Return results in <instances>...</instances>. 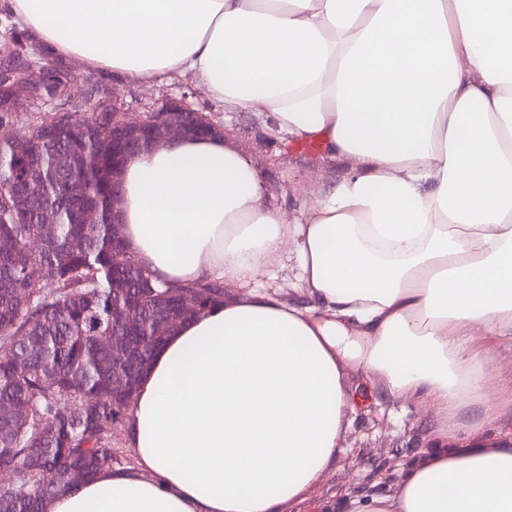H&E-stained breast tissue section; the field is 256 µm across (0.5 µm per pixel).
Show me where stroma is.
I'll list each match as a JSON object with an SVG mask.
<instances>
[{
    "label": "stroma",
    "instance_id": "obj_1",
    "mask_svg": "<svg viewBox=\"0 0 512 512\" xmlns=\"http://www.w3.org/2000/svg\"><path fill=\"white\" fill-rule=\"evenodd\" d=\"M105 93L114 94L139 113L165 99L186 102L224 130L226 141L251 159L266 187V203L291 210L307 201L315 189L309 179L320 170L342 175L346 165L329 159L314 143H294L265 127L247 112H227L207 98L188 76L175 74L159 82L132 76L99 78ZM432 424L412 404L379 398L369 400L354 415L347 430L345 449L329 466L323 480L310 493L327 512H349L352 500L386 493L403 470L429 447Z\"/></svg>",
    "mask_w": 512,
    "mask_h": 512
}]
</instances>
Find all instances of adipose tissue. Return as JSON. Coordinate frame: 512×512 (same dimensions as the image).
Segmentation results:
<instances>
[{
    "instance_id": "obj_1",
    "label": "adipose tissue",
    "mask_w": 512,
    "mask_h": 512,
    "mask_svg": "<svg viewBox=\"0 0 512 512\" xmlns=\"http://www.w3.org/2000/svg\"><path fill=\"white\" fill-rule=\"evenodd\" d=\"M0 1L61 60L189 76L347 164L290 213L223 137L128 159L124 235L156 280L238 290L154 355L132 465L48 512H282L369 394L429 415L432 447L351 512H512V444L480 442L512 409L481 346L512 337V0Z\"/></svg>"
}]
</instances>
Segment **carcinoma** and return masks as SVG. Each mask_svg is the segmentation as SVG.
<instances>
[{
  "label": "carcinoma",
  "mask_w": 512,
  "mask_h": 512,
  "mask_svg": "<svg viewBox=\"0 0 512 512\" xmlns=\"http://www.w3.org/2000/svg\"><path fill=\"white\" fill-rule=\"evenodd\" d=\"M100 94L98 83L72 78L51 82L47 98L80 107ZM29 150L0 154V238L15 248L0 253V401L26 404L25 421L0 422V467L19 468L16 484L0 488V512H45V503L76 487L68 476L91 478L112 462L106 436L122 420L112 396V367L137 376L165 340L164 318L181 311L183 286L159 285L123 244L122 225L112 223V181L121 157L112 113L93 110L87 120L58 112L54 120L15 131ZM45 181L43 195L28 196L26 184ZM53 208L61 224L46 237L40 210ZM85 209L106 216L100 224L81 219ZM45 284H40L43 276ZM202 308L223 301L216 284H196ZM135 305L146 327L131 345L118 306ZM102 335L115 344L101 347Z\"/></svg>",
  "instance_id": "1"
}]
</instances>
